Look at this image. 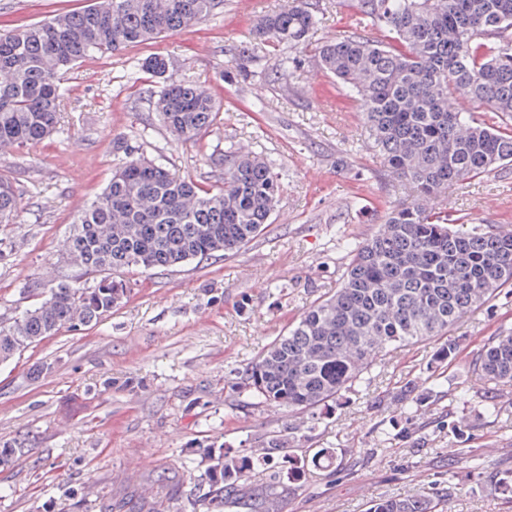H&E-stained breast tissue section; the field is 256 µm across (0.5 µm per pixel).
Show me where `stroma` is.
Wrapping results in <instances>:
<instances>
[{
    "label": "stroma",
    "mask_w": 512,
    "mask_h": 512,
    "mask_svg": "<svg viewBox=\"0 0 512 512\" xmlns=\"http://www.w3.org/2000/svg\"><path fill=\"white\" fill-rule=\"evenodd\" d=\"M312 2L315 41L355 30L358 0ZM88 3L0 0V31ZM283 3L224 0L180 34L76 65L63 81L62 133L0 154V170L21 201L15 223L0 232L2 319L37 303L46 280L81 277L63 255V240L126 148L211 183L222 172L220 154L242 146L282 176L272 222L245 250L128 274L130 292L111 315L0 366V440L25 447L0 466V512H61L82 495L87 512L109 500L149 503L169 478L186 489L197 482L205 466H185L192 448L218 441L257 454L268 433L297 423L294 414L256 404L241 374L339 287L347 259L338 239L370 238L410 191L367 145L358 102L312 53L284 71L279 61L288 46L254 40L257 16ZM157 53L175 59L172 79L196 82L224 103L222 123L197 142L176 141L161 126L148 102L156 79L131 69ZM444 203L469 224L512 225V168L450 188ZM510 331L506 289L449 330L456 358L428 404L412 414L400 413L390 395L425 378L433 344L377 359L331 413L298 432L299 447L335 449L345 468L331 476L315 460L305 462L288 482V512H367L372 499L457 482L451 512H512V502L485 492L491 479L512 472V387L490 389L472 368L487 337ZM489 399L497 400V415L485 414ZM458 420L465 423L459 434L448 428ZM472 456L485 459L484 468L471 469Z\"/></svg>",
    "instance_id": "stroma-1"
}]
</instances>
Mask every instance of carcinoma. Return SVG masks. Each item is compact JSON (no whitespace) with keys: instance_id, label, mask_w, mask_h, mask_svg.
Masks as SVG:
<instances>
[{"instance_id":"obj_1","label":"carcinoma","mask_w":512,"mask_h":512,"mask_svg":"<svg viewBox=\"0 0 512 512\" xmlns=\"http://www.w3.org/2000/svg\"><path fill=\"white\" fill-rule=\"evenodd\" d=\"M223 0H95L73 12L0 33V146L40 144L60 130L63 75L86 59L176 35L206 19ZM361 19L391 41L363 36L326 40L319 67L354 92L369 140L390 171L407 181L414 201L396 205L362 243L342 241L348 263L341 286L311 304L286 333L247 366L244 389L258 403L304 414L336 402L382 353L445 336L474 309L512 286V231L456 223L434 206L453 185L512 165V128L477 122L457 96L512 118V0H359ZM316 16L309 0H287L257 19L255 38L300 53ZM140 67L162 80L150 93L159 122L192 142L223 120L221 104L189 80L167 74L170 57ZM279 173L263 157L224 152V177L204 186L163 165L127 154L106 188L83 206L63 254L91 276L48 284L40 302L0 321V364L62 331H78L112 314L129 289L120 275L238 254L271 223ZM19 198L0 173V226L11 224ZM456 355L439 345L427 363L436 381ZM479 380L512 385V333L492 336L473 364ZM431 389L406 382L391 395L402 411L427 402ZM295 437L266 435L262 452L242 456L214 442L193 450L206 464L186 493L171 486L150 512L187 501L191 512L244 505L248 512H288L284 477L271 458ZM22 450L0 442V464ZM448 493L422 490L376 498L369 512H448Z\"/></svg>"}]
</instances>
